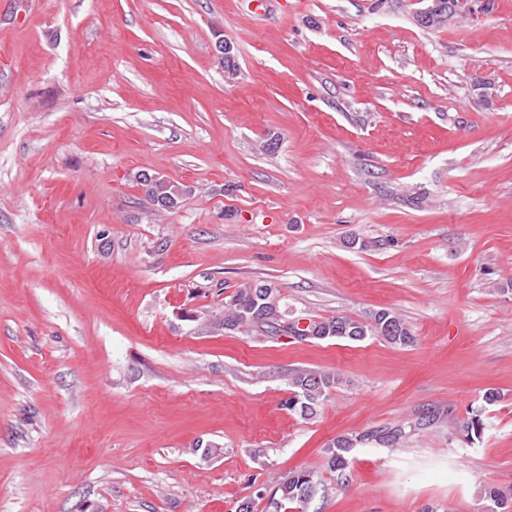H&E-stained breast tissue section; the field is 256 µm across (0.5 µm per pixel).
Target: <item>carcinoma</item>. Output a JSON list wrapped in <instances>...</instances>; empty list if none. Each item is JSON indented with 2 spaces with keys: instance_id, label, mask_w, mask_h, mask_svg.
<instances>
[{
  "instance_id": "cac0c4a2",
  "label": "carcinoma",
  "mask_w": 512,
  "mask_h": 512,
  "mask_svg": "<svg viewBox=\"0 0 512 512\" xmlns=\"http://www.w3.org/2000/svg\"><path fill=\"white\" fill-rule=\"evenodd\" d=\"M440 2L443 4L441 12L420 19L422 24L427 27L443 25L456 15L458 0ZM137 181L145 196L165 210L178 208L189 193L187 187L181 184L146 172L138 174ZM281 314L277 288L267 281L248 282L224 303V315L219 326L228 331L250 327L261 329L273 326ZM309 330L317 340L347 339L359 342L377 336L399 346H410L416 341L407 323L390 308H380L364 319L342 315L319 321L311 320ZM339 382V377L327 372L305 369L293 371L288 378L290 397L285 401L286 409L304 419L313 415L330 388ZM460 427L461 431L472 437L483 432L484 423L480 415L474 414L461 421ZM406 436V429L402 426L376 427L355 435L339 436L329 446L327 467L336 476L343 477L352 464L350 452L358 444L375 442L387 448H396L404 442ZM313 481L314 474L308 471L289 475L288 480L277 488L279 497L270 499V507L274 508V512H280L288 504L303 502L307 485Z\"/></svg>"
}]
</instances>
